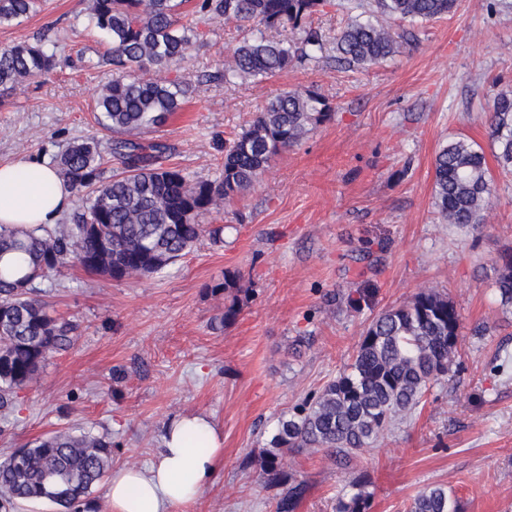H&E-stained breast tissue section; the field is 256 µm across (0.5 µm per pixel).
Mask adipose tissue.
<instances>
[{
  "label": "adipose tissue",
  "instance_id": "ef3b65f1",
  "mask_svg": "<svg viewBox=\"0 0 512 512\" xmlns=\"http://www.w3.org/2000/svg\"><path fill=\"white\" fill-rule=\"evenodd\" d=\"M71 203L72 193L54 166L29 156L0 165V224H54ZM223 445L209 415L173 421L148 465L113 471L106 487L110 512H170L191 505L214 481Z\"/></svg>",
  "mask_w": 512,
  "mask_h": 512
}]
</instances>
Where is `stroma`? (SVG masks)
<instances>
[{
    "label": "stroma",
    "instance_id": "35a3bbf8",
    "mask_svg": "<svg viewBox=\"0 0 512 512\" xmlns=\"http://www.w3.org/2000/svg\"><path fill=\"white\" fill-rule=\"evenodd\" d=\"M369 16L370 0H332L313 25L331 42ZM393 27L400 48L379 65L350 67L329 49L263 82L203 81L231 57L234 26L192 51L180 74L195 92L158 134L190 176L218 177L225 140L283 90L318 92L331 116L246 194L202 216L223 225V242L202 239L156 278L72 267L49 282L51 312L76 324L77 341L0 417V458L71 426L111 438L115 467H142L171 421L206 413L224 433V464L193 505L172 512H274L257 478L274 421L336 378L374 315L432 288L462 316L448 375L373 447L346 459L288 454V472L307 486L296 512H336L356 477L374 493L371 512H407L429 485L447 486L465 512H512V307L495 289L501 258L512 254V173L498 166L486 131L495 95L512 90V0H457L447 17ZM43 37L63 55L102 40L86 0H45L0 27V46ZM104 80L67 67L17 87L0 107V162L50 161L87 137L110 152L114 136L92 112ZM460 137L482 148L491 175L477 229L447 223L434 203V159ZM228 270L249 300L218 331L224 299L206 286ZM361 290L357 310L349 299Z\"/></svg>",
    "mask_w": 512,
    "mask_h": 512
}]
</instances>
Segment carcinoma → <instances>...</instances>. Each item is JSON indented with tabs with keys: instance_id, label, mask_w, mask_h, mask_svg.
Returning <instances> with one entry per match:
<instances>
[{
	"instance_id": "obj_1",
	"label": "carcinoma",
	"mask_w": 512,
	"mask_h": 512,
	"mask_svg": "<svg viewBox=\"0 0 512 512\" xmlns=\"http://www.w3.org/2000/svg\"><path fill=\"white\" fill-rule=\"evenodd\" d=\"M329 0H88L91 25L110 48L77 60L38 43L0 47V91L47 76L67 64L109 77L94 100L96 120L116 134L112 157L119 168L106 175L95 139L70 142L55 167L81 205L69 224H0V413L14 411L16 390L35 385L47 361L72 348L75 326L49 313L45 283L64 269L116 280L161 275L190 253L204 234L220 239L224 227L199 223L224 202L246 193L270 162L297 146L330 117L326 99L313 90H284L271 98L247 128L224 146L221 177L192 178L169 163L172 148L143 136L164 127L182 109L189 82L178 75L206 29L236 24L239 39L220 78L267 80L303 59H320L325 36L311 18ZM40 0H0V26L37 12ZM456 8V0H375L385 20L429 22ZM266 29L297 31V40H270ZM398 40L388 27L367 20L349 24L335 38L336 61L368 68L392 56ZM496 160L512 170V91L496 94L487 124ZM435 205L450 224L477 227L492 200L484 153L466 138L444 147L434 162ZM496 288L512 304V257L502 259ZM224 296L219 324L239 317L249 299L237 274L226 271L208 287ZM461 314L448 297L422 290L376 315L351 363L320 391L278 418L259 463V480L276 491V512H294L304 482L284 470L291 452L342 456L372 446L398 417L416 410L430 388L448 375L459 343ZM112 441L68 427L0 460V512L49 501L59 512L89 498L112 470ZM373 493L353 480L337 498L336 512H370ZM409 512H461L448 489L427 486Z\"/></svg>"
}]
</instances>
